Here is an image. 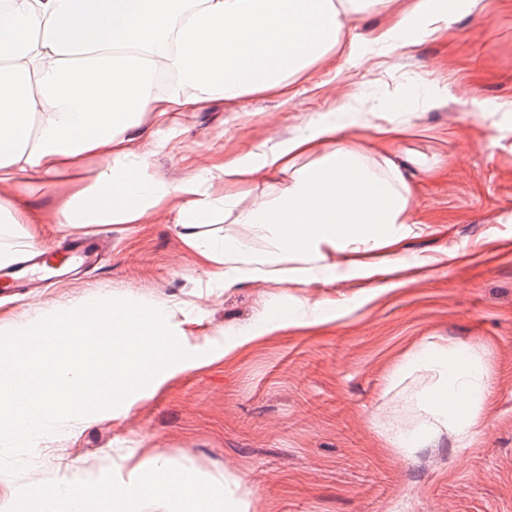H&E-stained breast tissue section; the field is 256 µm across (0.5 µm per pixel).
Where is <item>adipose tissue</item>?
Returning a JSON list of instances; mask_svg holds the SVG:
<instances>
[{
    "mask_svg": "<svg viewBox=\"0 0 512 512\" xmlns=\"http://www.w3.org/2000/svg\"><path fill=\"white\" fill-rule=\"evenodd\" d=\"M360 8V0H0V181L24 174L34 185L99 155L104 166L63 204L62 223L137 224L174 202L187 243L216 265L225 287L314 282L332 266L372 277L380 263L358 256L398 243L412 222L411 189L390 158L357 144V113L320 118L260 159L225 165L228 193L205 202L200 184L143 176L146 160L128 139L149 112L161 120L215 99L234 106L310 79ZM447 31L448 0H408L376 40L412 43ZM162 73L175 77L165 89ZM270 172L288 181L279 196L236 210L235 189ZM202 212L269 232V249L256 254L232 238L201 237ZM412 365L442 371L444 385L423 390L421 401L468 446L487 388L481 363L451 346L424 349ZM184 472L158 456L131 492L66 479L44 512H86L92 502L101 512H129L134 497L177 512H249L248 498L225 497L223 480L186 484Z\"/></svg>",
    "mask_w": 512,
    "mask_h": 512,
    "instance_id": "adipose-tissue-1",
    "label": "adipose tissue"
}]
</instances>
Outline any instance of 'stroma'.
I'll return each mask as SVG.
<instances>
[{
    "instance_id": "1",
    "label": "stroma",
    "mask_w": 512,
    "mask_h": 512,
    "mask_svg": "<svg viewBox=\"0 0 512 512\" xmlns=\"http://www.w3.org/2000/svg\"><path fill=\"white\" fill-rule=\"evenodd\" d=\"M385 14L369 5L337 52L291 94L213 100L163 123L145 116L133 149L147 177L172 185L259 156L322 114L359 106L407 135L388 146L412 196V232L373 259L413 266L324 283L242 281L232 288L182 238L176 205L137 224L91 225L112 251L43 304L136 298L178 303L184 349L195 364L128 409L104 410L39 436L18 476L0 473V512L29 488L43 512L59 480L78 466L89 483H138L161 455L202 475H222L250 494L249 512H512V0L459 9L447 34L382 46ZM446 89L445 104L428 102ZM90 156L33 194L0 185L39 223L38 247L70 234L60 210L102 166ZM300 298L320 320H277L273 329L215 357L219 343ZM473 352L488 379L484 413L467 448L419 401L437 371L410 367L422 347ZM420 429L400 447L393 425Z\"/></svg>"
}]
</instances>
